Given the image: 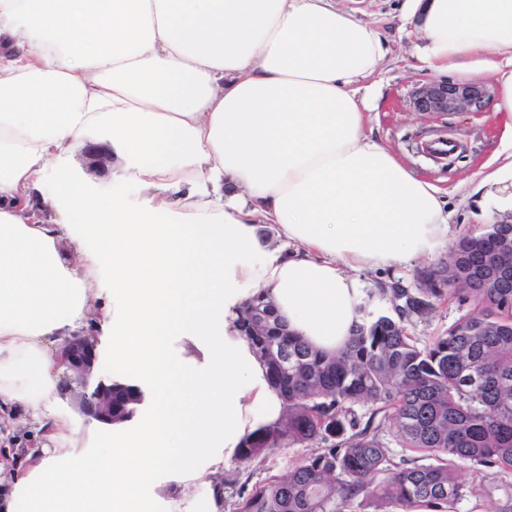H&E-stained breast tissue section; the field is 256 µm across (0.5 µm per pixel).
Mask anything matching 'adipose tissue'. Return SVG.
Masks as SVG:
<instances>
[{
	"label": "adipose tissue",
	"instance_id": "obj_1",
	"mask_svg": "<svg viewBox=\"0 0 512 512\" xmlns=\"http://www.w3.org/2000/svg\"><path fill=\"white\" fill-rule=\"evenodd\" d=\"M404 17L429 70L496 75L491 110L512 112V0H405ZM387 53L336 0H0V429L20 419L36 441L0 462V512H150L160 469L182 512L281 415L238 307L265 293L291 333L333 352L359 317L360 272L442 248L440 188L364 130L359 84ZM91 145L140 201L86 178ZM261 224L286 250L261 253ZM102 269L116 307L96 333L158 400L112 439L57 401ZM172 336L209 341L207 373L170 361Z\"/></svg>",
	"mask_w": 512,
	"mask_h": 512
}]
</instances>
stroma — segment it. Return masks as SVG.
I'll return each instance as SVG.
<instances>
[{
    "mask_svg": "<svg viewBox=\"0 0 512 512\" xmlns=\"http://www.w3.org/2000/svg\"><path fill=\"white\" fill-rule=\"evenodd\" d=\"M338 4L356 10L361 19L391 41V51L374 79L375 107L370 116L375 135L421 175L437 181L447 191L449 242L481 233L500 216L488 204L489 198L498 192L497 184L489 182L488 176L489 164L505 128L504 118L490 112H459L437 117L412 111L409 95L429 74L418 68L414 51L416 36L402 16L401 0H338ZM439 137L458 141V150L446 158L431 155L427 146ZM418 268V263L411 262L363 272L364 291L372 295L373 308L388 306L386 299L377 296V288L393 283L416 288ZM470 308V302L462 296L442 302L428 318L414 320L411 332L420 342L431 341ZM307 453V448L294 446L282 449L268 464L256 461L241 467L227 461L218 473L227 480L224 512H234L241 483L255 484L269 474H284ZM455 474L465 494L455 503L454 512H512V472L461 462ZM215 476L209 474L203 478L197 489L199 496H206Z\"/></svg>",
    "mask_w": 512,
    "mask_h": 512,
    "instance_id": "1",
    "label": "stroma"
}]
</instances>
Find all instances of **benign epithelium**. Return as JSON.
Listing matches in <instances>:
<instances>
[{"instance_id":"obj_1","label":"benign epithelium","mask_w":512,"mask_h":512,"mask_svg":"<svg viewBox=\"0 0 512 512\" xmlns=\"http://www.w3.org/2000/svg\"><path fill=\"white\" fill-rule=\"evenodd\" d=\"M491 91L479 81L459 83L449 79H430L417 86L409 96L413 111L448 115L455 112H485ZM98 359L97 340L89 333L67 344L61 352L59 363L66 366L70 375L63 382L65 390L74 394L80 413L102 424L112 426L128 421L135 407L143 401L141 389L130 385L132 398L117 410L114 397L115 383L100 379L91 383L90 378Z\"/></svg>"}]
</instances>
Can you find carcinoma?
Listing matches in <instances>:
<instances>
[{
	"label": "carcinoma",
	"mask_w": 512,
	"mask_h": 512,
	"mask_svg": "<svg viewBox=\"0 0 512 512\" xmlns=\"http://www.w3.org/2000/svg\"><path fill=\"white\" fill-rule=\"evenodd\" d=\"M511 234L490 224L419 271L418 288H381L390 308L359 306L342 352L328 355L292 335L261 293L245 302L238 331L264 361L281 418L245 437L238 464L267 461L288 446L314 452L283 475L238 491L235 512H452L463 496L454 468L469 461L512 471V279L483 288L465 274L491 252L512 253ZM448 269V278L435 274ZM462 293L472 309L419 345L407 324ZM371 405L367 417L356 407ZM390 422L402 447L434 460L395 464L381 436Z\"/></svg>",
	"instance_id": "carcinoma-1"
}]
</instances>
